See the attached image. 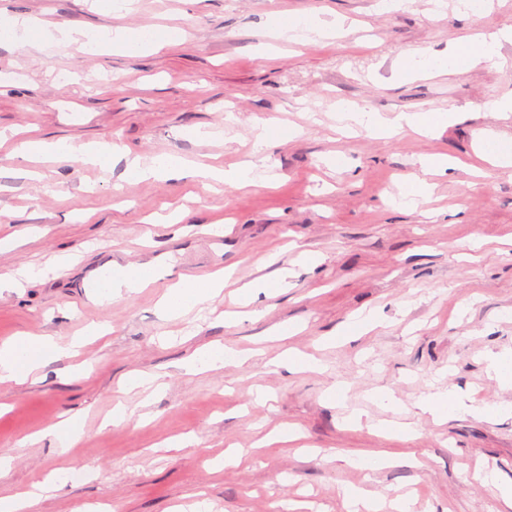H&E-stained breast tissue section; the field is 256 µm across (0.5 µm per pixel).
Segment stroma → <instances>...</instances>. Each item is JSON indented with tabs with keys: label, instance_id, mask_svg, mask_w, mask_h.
<instances>
[{
	"label": "stroma",
	"instance_id": "stroma-1",
	"mask_svg": "<svg viewBox=\"0 0 512 512\" xmlns=\"http://www.w3.org/2000/svg\"><path fill=\"white\" fill-rule=\"evenodd\" d=\"M137 0L109 15L100 0H0V15L47 16L60 29L178 27L185 42L146 54H89L76 46L41 54L0 45V131L76 143H115L124 153L160 154L230 168L250 159L262 122L300 127L272 150L273 189H211L176 180L128 181L123 155L109 168L73 161L30 162L0 154V274L69 253L59 276L0 293V342L21 333L68 340L86 325L107 327L80 360L50 363L37 380L0 383V496L59 474L68 484L38 512H174L206 502L210 512H350L358 487L392 512L411 493L410 512H512L477 466L512 483V414L435 421L418 406L457 390L489 406L512 404V388L488 372L512 354V168L468 167L488 128L512 138V121L488 109L512 95V42L502 63L402 79L401 57L435 56L489 27L512 26V8L481 12L460 0ZM319 15L345 28L330 42L269 49L273 17ZM72 79L63 84L61 73ZM390 118L451 111L431 138L359 132L338 138V102ZM203 126L219 138L199 140ZM458 167L433 176L418 210L399 204L422 158ZM179 210L189 233L173 234L157 214ZM222 223L218 235L204 225ZM117 261L157 264L153 287L104 303L86 285ZM224 270L216 313L170 319L158 300L182 276ZM287 272L288 286L266 288ZM377 314L367 332L339 335L349 316ZM236 350L222 369L189 373L194 350ZM292 350L317 370L292 373L276 358ZM133 371L164 375L157 391L119 393ZM342 395L329 396L332 386ZM393 392L398 410L376 400ZM132 413L107 422L116 404ZM361 424H345L350 414ZM79 415L71 448L27 437ZM398 420L411 436L379 434L367 421ZM284 427L295 443L267 442ZM241 464L216 468L225 450ZM389 458L371 470L365 459Z\"/></svg>",
	"mask_w": 512,
	"mask_h": 512
}]
</instances>
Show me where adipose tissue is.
Wrapping results in <instances>:
<instances>
[{
  "mask_svg": "<svg viewBox=\"0 0 512 512\" xmlns=\"http://www.w3.org/2000/svg\"><path fill=\"white\" fill-rule=\"evenodd\" d=\"M178 39L175 31L168 29H115L60 32L52 35L48 26L33 21H18L13 17L0 19V42H21L30 48L42 51L53 44L80 42L84 51L99 52L106 48L123 53L139 54L146 51L156 52ZM512 41V26L485 32L471 38L465 44L453 46L450 53L436 57L433 65H426L417 55L410 54L401 58L399 74L411 79L421 74L475 68L488 62H497L499 49L503 43ZM350 118L355 125L366 132L392 137L404 130H412L423 135L435 134L441 127L450 124L453 113L400 112L386 118L368 108H358L351 112ZM298 134L297 129L276 127L262 123L256 129L254 143L255 159L241 166L226 170L220 167H205L185 159L164 155L142 162L133 157L127 161L126 173L130 179L142 180H188L205 179L215 183L232 182L241 188H256L269 185L273 179V166L268 152L274 145L292 140ZM14 155L27 160L65 158L85 164L108 166L117 155L116 146L107 144H75L64 140H27L20 142L13 150ZM157 279L153 265L144 264L131 271H116L114 275L103 278L100 286L107 299H118L148 287ZM224 287V277L212 274L206 277L180 278L169 285L159 301L165 316L177 319L193 311L198 306L216 297ZM100 326L92 324L83 334L73 337L68 343H61L50 335L19 334L0 344V382L10 381L26 383L34 377L48 362L77 356L89 337L102 335ZM422 408L440 422L453 418L469 416L475 419H487L493 416L492 408L476 403L472 398L448 391L438 392L424 399Z\"/></svg>",
  "mask_w": 512,
  "mask_h": 512,
  "instance_id": "obj_1",
  "label": "adipose tissue"
}]
</instances>
